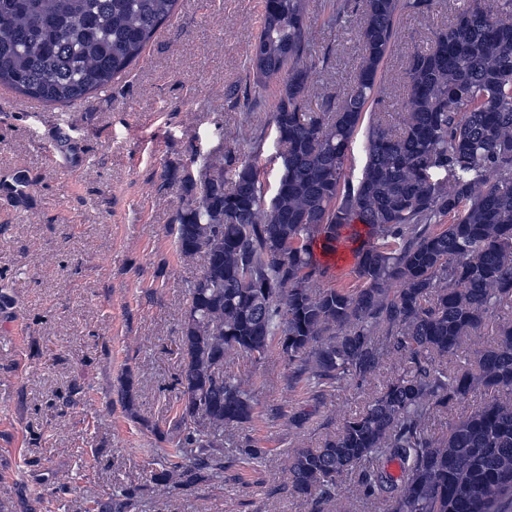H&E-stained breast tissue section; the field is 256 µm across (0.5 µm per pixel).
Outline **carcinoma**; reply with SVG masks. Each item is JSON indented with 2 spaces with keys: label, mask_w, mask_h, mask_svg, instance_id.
Masks as SVG:
<instances>
[{
  "label": "carcinoma",
  "mask_w": 512,
  "mask_h": 512,
  "mask_svg": "<svg viewBox=\"0 0 512 512\" xmlns=\"http://www.w3.org/2000/svg\"><path fill=\"white\" fill-rule=\"evenodd\" d=\"M433 2L363 0L351 91L309 112L308 0H265L245 53L253 88L281 85L269 118L279 177L229 150L176 178L177 252L204 265L187 288L180 407L160 435L157 494L222 484L224 471L267 457L252 439L224 437L257 406L254 384L224 363H262L275 348L289 388L318 405L391 360L403 365L321 447L290 454L288 489L311 512H512V320L497 323L473 367L448 366L512 308V0L507 14L468 0L407 57L405 110L370 121L362 177L345 178L397 20ZM177 4L0 0V86L80 102L141 58ZM347 224L369 229L352 269L360 287L324 288L315 247L336 249ZM479 391L492 396L470 404Z\"/></svg>",
  "instance_id": "1"
}]
</instances>
